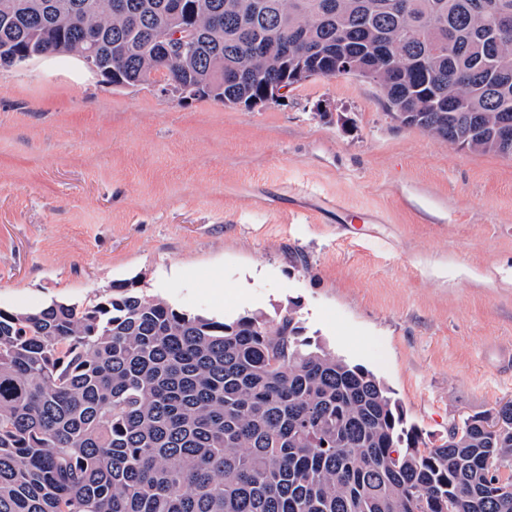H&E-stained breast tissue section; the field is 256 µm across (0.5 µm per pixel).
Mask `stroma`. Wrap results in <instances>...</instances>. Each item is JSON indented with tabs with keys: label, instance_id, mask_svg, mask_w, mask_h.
I'll use <instances>...</instances> for the list:
<instances>
[{
	"label": "stroma",
	"instance_id": "1",
	"mask_svg": "<svg viewBox=\"0 0 512 512\" xmlns=\"http://www.w3.org/2000/svg\"><path fill=\"white\" fill-rule=\"evenodd\" d=\"M136 277L219 320L296 302L438 436L512 399V158L402 125L363 78L249 111L68 57L0 73V309Z\"/></svg>",
	"mask_w": 512,
	"mask_h": 512
}]
</instances>
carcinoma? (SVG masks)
<instances>
[{"mask_svg": "<svg viewBox=\"0 0 512 512\" xmlns=\"http://www.w3.org/2000/svg\"><path fill=\"white\" fill-rule=\"evenodd\" d=\"M85 1L99 62L131 86L228 106L292 88L303 57L322 76L351 60L395 118L451 145L498 154L512 122V40L479 0H186L183 57L149 42L176 34L167 0H0V57L72 42L68 10ZM457 428L433 440L407 423L293 305L226 322L128 281L84 307L0 309V512H512V399Z\"/></svg>", "mask_w": 512, "mask_h": 512, "instance_id": "carcinoma-1", "label": "carcinoma"}]
</instances>
